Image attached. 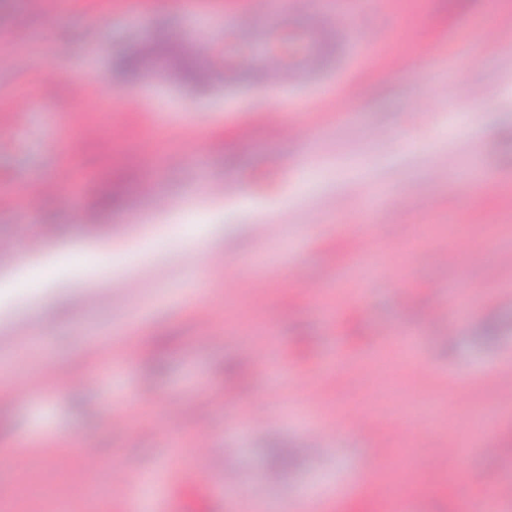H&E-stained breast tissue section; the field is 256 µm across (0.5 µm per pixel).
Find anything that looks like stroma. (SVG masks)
Instances as JSON below:
<instances>
[{
	"label": "stroma",
	"mask_w": 512,
	"mask_h": 512,
	"mask_svg": "<svg viewBox=\"0 0 512 512\" xmlns=\"http://www.w3.org/2000/svg\"><path fill=\"white\" fill-rule=\"evenodd\" d=\"M193 5L211 26L189 28L183 0H57L51 12L0 0V108L16 115L0 127V239L64 267L35 296L15 288L18 268L0 267V452L33 438L24 472L0 465V512H132L111 488L114 466L149 483L164 464L184 481L157 486L154 512H253L309 487L312 512H467L512 484V391L481 388L512 369V266L500 262L512 254V44L486 40L512 0H352L358 29L381 43L291 87L215 64L258 58L270 28L287 33L289 8ZM161 32L175 47L200 43L207 93L174 61L134 79L114 71V55ZM463 82L477 101L449 104ZM59 144L68 175L53 202L23 193L52 175ZM444 153L456 172L440 177ZM469 173L480 184L465 194ZM146 180L155 195L141 193ZM109 188L122 197L110 214L97 208ZM358 231L376 259L347 287L336 272ZM96 244L112 255L86 257ZM464 244L482 264L463 262ZM199 245L231 264L200 286L187 263ZM24 330L37 345L16 341ZM38 363L61 374L41 402L29 394ZM294 376L323 388L321 405L285 388ZM387 391L419 412L376 410ZM264 398L272 418L237 423ZM353 413L363 431L347 428ZM333 421L307 452L306 429ZM85 448L98 456L88 471ZM437 456L443 467L422 475ZM228 471L242 481L233 499ZM372 481L405 484V503L376 501Z\"/></svg>",
	"instance_id": "stroma-1"
}]
</instances>
